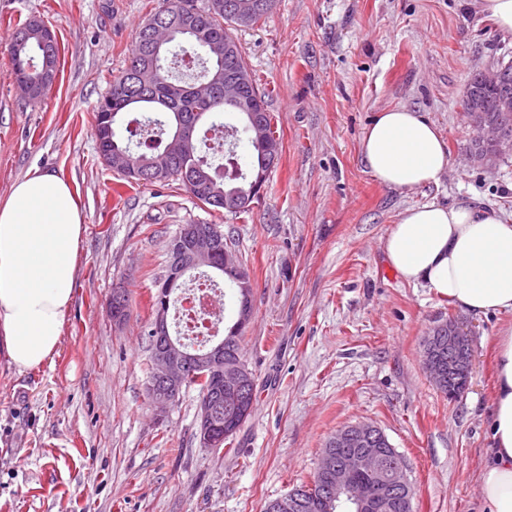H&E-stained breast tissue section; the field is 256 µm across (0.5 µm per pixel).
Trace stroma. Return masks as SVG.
<instances>
[{"instance_id": "35a3bbf8", "label": "stroma", "mask_w": 512, "mask_h": 512, "mask_svg": "<svg viewBox=\"0 0 512 512\" xmlns=\"http://www.w3.org/2000/svg\"><path fill=\"white\" fill-rule=\"evenodd\" d=\"M163 0H0V201L32 169L69 182L85 231L58 355L17 372L0 354V512H262L309 483L343 426L379 427L403 457L416 512H481L494 338L512 315L468 314L402 280L384 241L417 205L477 200L512 213V151L464 155L462 109L477 69L512 63V37L476 0H279L234 30L283 151L249 214L214 211L181 182L131 185L96 153L94 112ZM42 20L59 71L41 101L17 91L13 23ZM407 108L439 130L438 184L382 185L360 143L378 112ZM215 224L252 284L242 358L250 416L221 448L196 436L198 392L159 411L147 395L151 296L183 224ZM129 315L115 323L112 291ZM455 318L472 334L462 397L423 368V340Z\"/></svg>"}]
</instances>
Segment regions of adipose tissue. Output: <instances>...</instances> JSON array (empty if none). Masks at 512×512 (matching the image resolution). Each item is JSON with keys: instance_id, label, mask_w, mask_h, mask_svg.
Returning <instances> with one entry per match:
<instances>
[{"instance_id": "adipose-tissue-1", "label": "adipose tissue", "mask_w": 512, "mask_h": 512, "mask_svg": "<svg viewBox=\"0 0 512 512\" xmlns=\"http://www.w3.org/2000/svg\"><path fill=\"white\" fill-rule=\"evenodd\" d=\"M370 173L392 188L438 183L449 166L436 126L406 108L377 114L361 141ZM84 227L70 184L28 172L0 203V350L17 371L58 352ZM407 282L475 315L512 313V215L476 202L409 208L385 243ZM494 405L479 474L484 512H512V329L494 345Z\"/></svg>"}]
</instances>
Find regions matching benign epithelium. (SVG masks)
Masks as SVG:
<instances>
[{
  "label": "benign epithelium",
  "mask_w": 512,
  "mask_h": 512,
  "mask_svg": "<svg viewBox=\"0 0 512 512\" xmlns=\"http://www.w3.org/2000/svg\"><path fill=\"white\" fill-rule=\"evenodd\" d=\"M480 85L498 92L495 111L512 112V72L498 66L475 71ZM244 74L224 75V97L237 102L247 112L257 111L255 101L245 102ZM464 107L481 143L478 149L466 152V161L477 167H491L504 149L512 148V135L504 126L486 119L482 99L466 95ZM195 129L179 126L168 144L166 154H180L193 149ZM107 164L114 170L152 178L163 175L167 168L161 159L140 161L126 152L113 150ZM224 233L215 225L207 229L185 228L170 247V266L166 277L157 284L160 302L150 325L154 339L151 351L152 373L148 391L152 403L166 409L178 397L194 371L211 378V393L200 404L197 436L204 448L216 445V429L224 419H233L250 397L249 373L238 363L224 362V341L220 340L201 353H194L170 336L168 310L172 288L190 270L231 271L242 289H248L245 268L237 255L224 250V262H216ZM448 350V364H443L442 351ZM424 365L433 382L440 388L453 389L469 384L472 370V340L468 328L453 319L428 334L423 348ZM383 431L369 423L347 425L333 435L332 448L322 455L317 468L316 483L325 502L336 500L351 507V512H390L394 498L406 495L407 512H414V490L402 464L385 463L396 449L381 447ZM380 476L377 485L365 477ZM308 489L295 488L275 504L276 512H304Z\"/></svg>",
  "instance_id": "7a95c632"
}]
</instances>
